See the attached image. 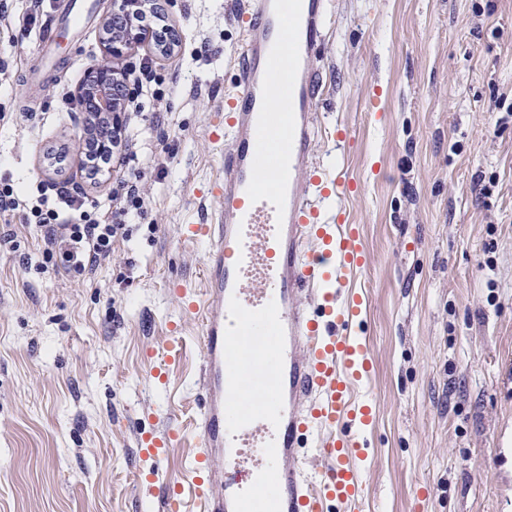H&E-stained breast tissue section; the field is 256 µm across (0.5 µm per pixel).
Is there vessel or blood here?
<instances>
[{
  "label": "vessel or blood",
  "instance_id": "vessel-or-blood-1",
  "mask_svg": "<svg viewBox=\"0 0 512 512\" xmlns=\"http://www.w3.org/2000/svg\"><path fill=\"white\" fill-rule=\"evenodd\" d=\"M240 31L235 79L208 127L221 172L200 191L204 217L187 239L211 248L199 289L174 288L201 323L195 424L198 450L181 480L161 463L176 427L143 433L152 462L144 481L164 512H363L360 478L369 407L354 399L370 359L359 336L364 299L354 282L368 262L343 200L355 187L315 151L319 138L346 143L347 126L325 123L320 47L335 0H233ZM91 0H71L44 46L75 27ZM280 93L282 110L268 102ZM266 170L272 188L257 176ZM267 340L250 356L242 337ZM271 373L257 406L228 386Z\"/></svg>",
  "mask_w": 512,
  "mask_h": 512
}]
</instances>
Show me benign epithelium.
<instances>
[{
  "instance_id": "7a95c632",
  "label": "benign epithelium",
  "mask_w": 512,
  "mask_h": 512,
  "mask_svg": "<svg viewBox=\"0 0 512 512\" xmlns=\"http://www.w3.org/2000/svg\"><path fill=\"white\" fill-rule=\"evenodd\" d=\"M151 12L158 13L157 0H112V9L101 15L99 42L106 63L89 66L86 80L73 92L83 112L80 130L83 139L110 144L112 127L119 125L122 113L128 111L122 97L123 88L131 83L130 70L122 64L128 51L155 45L164 58L175 53L178 31L168 27L169 36H161L144 24Z\"/></svg>"
}]
</instances>
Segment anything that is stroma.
<instances>
[{
  "instance_id": "35a3bbf8",
  "label": "stroma",
  "mask_w": 512,
  "mask_h": 512,
  "mask_svg": "<svg viewBox=\"0 0 512 512\" xmlns=\"http://www.w3.org/2000/svg\"><path fill=\"white\" fill-rule=\"evenodd\" d=\"M336 2L324 110L353 139L316 149L358 183L347 209L369 255L364 512H512L501 495L512 467L493 447L512 450V124L491 131L496 101L512 95V0ZM111 7L93 0L47 68L39 29L0 30V112L16 116L0 124V177L28 197L67 179L90 203L110 200L73 158V91L101 56ZM165 19L181 45L154 65L162 114L147 107L136 122L134 150L155 163L130 239L84 283L26 269L41 254L20 222V250L0 251V512H135L151 466L138 432L185 427L165 462L173 478L197 448L200 324L169 283L201 282L208 244L184 232L218 172L206 125L240 35L229 0H172ZM50 148L68 154L63 171L45 164ZM478 181L493 182L488 197ZM173 343L184 358L162 384L156 354Z\"/></svg>"
}]
</instances>
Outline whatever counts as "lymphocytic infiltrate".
<instances>
[{"instance_id": "f902f5d3", "label": "lymphocytic infiltrate", "mask_w": 512, "mask_h": 512, "mask_svg": "<svg viewBox=\"0 0 512 512\" xmlns=\"http://www.w3.org/2000/svg\"><path fill=\"white\" fill-rule=\"evenodd\" d=\"M131 132V126H124L108 152L92 143L83 146L85 173H92L113 160L129 167L126 179L112 192L111 214H94L84 200L63 185L44 189L34 202L26 204L12 184L0 182V217L20 215L23 223L35 231L44 244L37 272L89 278L111 257L116 240L131 237L133 227L126 224L125 219L140 210L143 199L139 185L152 169L148 163L130 166Z\"/></svg>"}]
</instances>
